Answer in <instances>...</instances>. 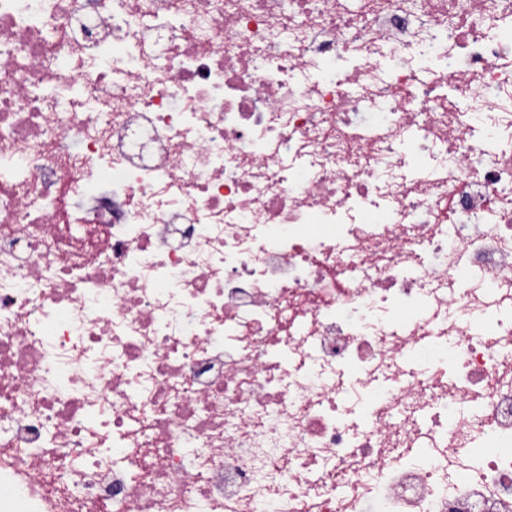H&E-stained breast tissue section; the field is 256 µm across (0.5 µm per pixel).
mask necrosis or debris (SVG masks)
<instances>
[{
  "instance_id": "necrosis-or-debris-1",
  "label": "necrosis or debris",
  "mask_w": 512,
  "mask_h": 512,
  "mask_svg": "<svg viewBox=\"0 0 512 512\" xmlns=\"http://www.w3.org/2000/svg\"><path fill=\"white\" fill-rule=\"evenodd\" d=\"M512 0H0V512H512Z\"/></svg>"
}]
</instances>
